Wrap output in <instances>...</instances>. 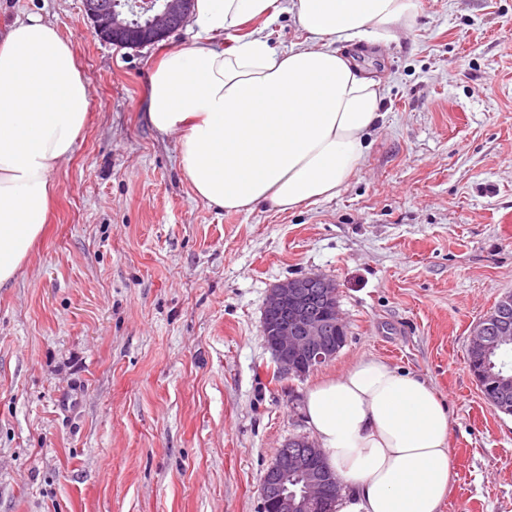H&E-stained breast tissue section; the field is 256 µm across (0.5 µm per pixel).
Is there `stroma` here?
<instances>
[{
	"mask_svg": "<svg viewBox=\"0 0 512 512\" xmlns=\"http://www.w3.org/2000/svg\"><path fill=\"white\" fill-rule=\"evenodd\" d=\"M397 39L351 48L384 86L383 121L335 198L229 213L192 191L178 137L146 120L166 52L102 41L82 0H0L40 14L92 82L86 128L52 178L45 237L0 287V512H262L278 448L308 435L307 390L374 357L427 381L449 419L454 482L440 512H512V415L469 371L473 326L512 293V0H415ZM335 281L346 343L274 376L270 289Z\"/></svg>",
	"mask_w": 512,
	"mask_h": 512,
	"instance_id": "stroma-1",
	"label": "stroma"
}]
</instances>
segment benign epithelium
I'll list each match as a JSON object with an SVG mask.
<instances>
[{"mask_svg":"<svg viewBox=\"0 0 512 512\" xmlns=\"http://www.w3.org/2000/svg\"><path fill=\"white\" fill-rule=\"evenodd\" d=\"M194 0H137L134 6L146 18L141 27L125 23L121 0H82L83 13L96 34L123 46L152 45L184 26ZM499 315L483 318L471 331L468 367L491 407L512 413V380L484 367L483 357L512 341V294L497 302ZM262 333L281 376H303L332 360L345 344L347 323L338 304V289L327 277L309 273L287 279L270 289L264 307ZM323 451L305 437L288 440L265 472L260 486L263 512H316L329 491L331 479L312 465Z\"/></svg>","mask_w":512,"mask_h":512,"instance_id":"7a95c632","label":"benign epithelium"}]
</instances>
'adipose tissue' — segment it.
Segmentation results:
<instances>
[{
	"label": "adipose tissue",
	"instance_id": "adipose-tissue-1",
	"mask_svg": "<svg viewBox=\"0 0 512 512\" xmlns=\"http://www.w3.org/2000/svg\"><path fill=\"white\" fill-rule=\"evenodd\" d=\"M306 46L249 35L227 49L168 52L151 73L146 118L179 136L193 192L227 211H292L336 197L383 114L380 80L341 44L393 39L413 0H296ZM279 0H195L212 38L276 24ZM91 82L73 49L31 14L0 29V287L43 235L55 186L86 125ZM308 426L342 484L332 512H440L452 479L448 412L434 389L363 358L305 396Z\"/></svg>",
	"mask_w": 512,
	"mask_h": 512
}]
</instances>
